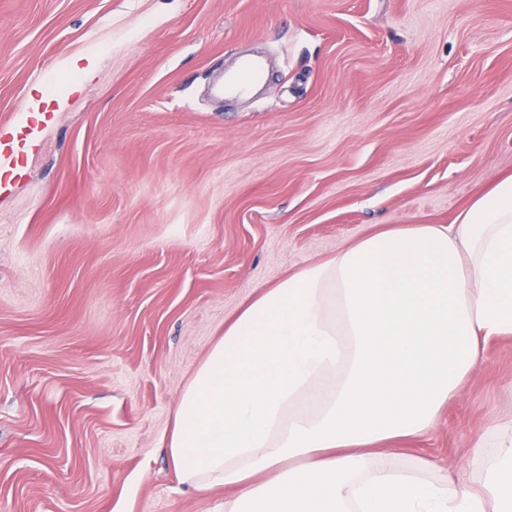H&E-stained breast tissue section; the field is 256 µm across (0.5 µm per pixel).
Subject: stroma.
Returning <instances> with one entry per match:
<instances>
[{
  "label": "stroma",
  "instance_id": "stroma-1",
  "mask_svg": "<svg viewBox=\"0 0 512 512\" xmlns=\"http://www.w3.org/2000/svg\"><path fill=\"white\" fill-rule=\"evenodd\" d=\"M256 53L254 95L208 98ZM36 86L55 119L0 191V512H224L163 437L225 318L512 173V0H0V118ZM510 415L503 338L385 462L458 465Z\"/></svg>",
  "mask_w": 512,
  "mask_h": 512
}]
</instances>
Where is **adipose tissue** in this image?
Listing matches in <instances>:
<instances>
[{"instance_id":"1","label":"adipose tissue","mask_w":512,"mask_h":512,"mask_svg":"<svg viewBox=\"0 0 512 512\" xmlns=\"http://www.w3.org/2000/svg\"><path fill=\"white\" fill-rule=\"evenodd\" d=\"M511 335L512 175L450 224L389 225L239 308L175 408L173 470L232 490L225 512H512V419L478 438L472 478L380 462Z\"/></svg>"}]
</instances>
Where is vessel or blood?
<instances>
[{
  "label": "vessel or blood",
  "instance_id": "obj_1",
  "mask_svg": "<svg viewBox=\"0 0 512 512\" xmlns=\"http://www.w3.org/2000/svg\"><path fill=\"white\" fill-rule=\"evenodd\" d=\"M261 74L260 61L246 60L238 73L225 78L222 90L227 94L248 93ZM53 119L50 112H20L0 121V184L21 175L36 146L39 128L50 124Z\"/></svg>",
  "mask_w": 512,
  "mask_h": 512
}]
</instances>
